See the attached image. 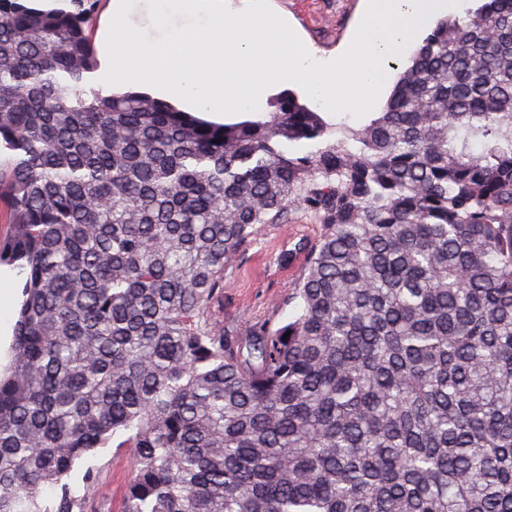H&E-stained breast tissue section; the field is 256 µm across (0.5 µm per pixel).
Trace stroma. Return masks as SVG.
I'll use <instances>...</instances> for the list:
<instances>
[{"label": "stroma", "instance_id": "stroma-1", "mask_svg": "<svg viewBox=\"0 0 512 512\" xmlns=\"http://www.w3.org/2000/svg\"><path fill=\"white\" fill-rule=\"evenodd\" d=\"M290 24L317 56L339 52L352 38L365 0H274ZM321 232L320 224L298 208L287 221L262 225L246 254L224 272V292L212 305L225 324L287 321L298 311L293 292L307 261L306 247ZM98 475L97 495L112 512H121L130 478L126 450L102 448L89 458Z\"/></svg>", "mask_w": 512, "mask_h": 512}]
</instances>
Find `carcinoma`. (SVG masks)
<instances>
[{"label": "carcinoma", "instance_id": "1", "mask_svg": "<svg viewBox=\"0 0 512 512\" xmlns=\"http://www.w3.org/2000/svg\"><path fill=\"white\" fill-rule=\"evenodd\" d=\"M94 2L0 0V512H87L114 446L122 512H512V0L438 22L336 139L291 93L232 124L102 94ZM293 206L322 226L297 315L224 325ZM19 284L16 271L9 266H0V364L2 340L13 335L10 311L17 299ZM87 466H92L98 475L95 489L101 499L106 500L112 512H121L123 495L130 478V460L126 449L101 448L79 468L82 474Z\"/></svg>", "mask_w": 512, "mask_h": 512}]
</instances>
